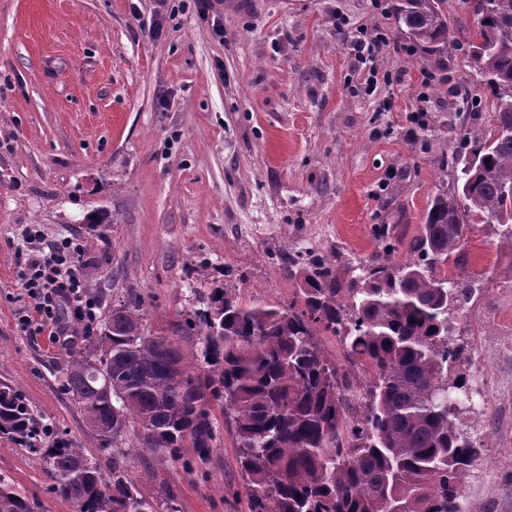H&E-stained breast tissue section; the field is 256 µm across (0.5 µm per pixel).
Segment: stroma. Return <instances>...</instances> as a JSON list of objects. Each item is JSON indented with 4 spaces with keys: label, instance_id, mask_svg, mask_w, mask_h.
Segmentation results:
<instances>
[{
    "label": "stroma",
    "instance_id": "1",
    "mask_svg": "<svg viewBox=\"0 0 512 512\" xmlns=\"http://www.w3.org/2000/svg\"><path fill=\"white\" fill-rule=\"evenodd\" d=\"M394 0H0V381L55 435L109 467L60 365L68 351L24 327L29 254L70 241L98 319L141 301L148 331L174 337L200 294L288 302L284 254L323 257L346 281L409 241L452 191L448 128L484 122L467 41L421 57ZM386 34L373 57L351 48ZM105 213L106 237L89 215ZM482 293L512 289V245L471 224ZM128 474L180 512H249L233 432L208 464L128 436ZM0 476L35 512H73L35 454L0 438Z\"/></svg>",
    "mask_w": 512,
    "mask_h": 512
}]
</instances>
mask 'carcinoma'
<instances>
[{
  "label": "carcinoma",
  "instance_id": "carcinoma-1",
  "mask_svg": "<svg viewBox=\"0 0 512 512\" xmlns=\"http://www.w3.org/2000/svg\"><path fill=\"white\" fill-rule=\"evenodd\" d=\"M446 4L394 7L426 55H451L463 34ZM472 13L488 121L459 136L478 165L459 174L454 192L434 195L404 261H378L344 287L328 261L290 257L284 272L300 281L294 300L246 302L234 288H214L180 325L179 342L146 331L139 306L112 308L62 367L88 424L112 429L102 438L112 446L108 476L71 441L43 447L50 429L0 382V436L39 457L74 512H180L172 490L157 500L128 479L121 445L131 430L150 452L178 460L189 446L204 463L217 440L215 405L237 438L249 512H463L460 484L480 448L449 414L467 386L448 381V369L459 357L453 320L473 288L464 273L468 221L500 224L512 245V196L503 193L512 186V0H478ZM450 261L457 273H439ZM323 334L339 338L361 372L329 360ZM92 361L112 377V394L98 391ZM0 512H33L1 477Z\"/></svg>",
  "mask_w": 512,
  "mask_h": 512
}]
</instances>
